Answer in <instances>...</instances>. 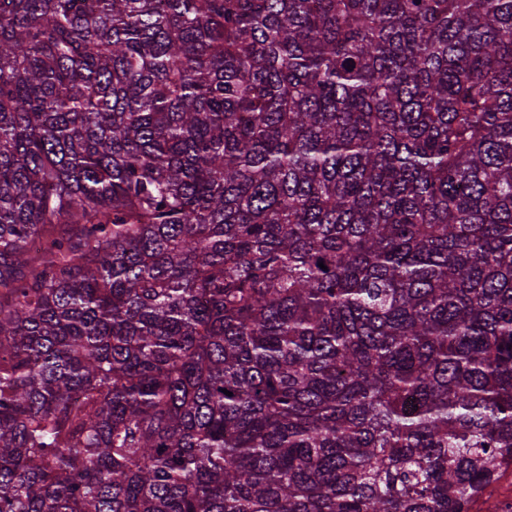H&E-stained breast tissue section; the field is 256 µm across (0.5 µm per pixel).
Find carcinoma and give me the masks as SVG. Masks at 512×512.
<instances>
[{"label":"carcinoma","mask_w":512,"mask_h":512,"mask_svg":"<svg viewBox=\"0 0 512 512\" xmlns=\"http://www.w3.org/2000/svg\"><path fill=\"white\" fill-rule=\"evenodd\" d=\"M511 467L512 0H0V512Z\"/></svg>","instance_id":"1"}]
</instances>
